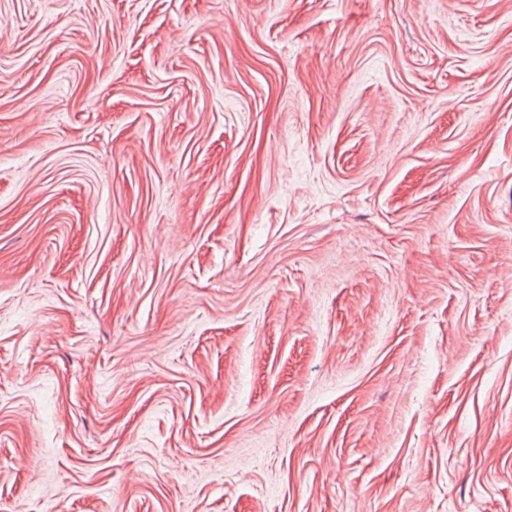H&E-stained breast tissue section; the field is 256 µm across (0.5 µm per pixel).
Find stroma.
<instances>
[{
	"instance_id": "obj_1",
	"label": "stroma",
	"mask_w": 512,
	"mask_h": 512,
	"mask_svg": "<svg viewBox=\"0 0 512 512\" xmlns=\"http://www.w3.org/2000/svg\"><path fill=\"white\" fill-rule=\"evenodd\" d=\"M0 512H512V0H0Z\"/></svg>"
}]
</instances>
